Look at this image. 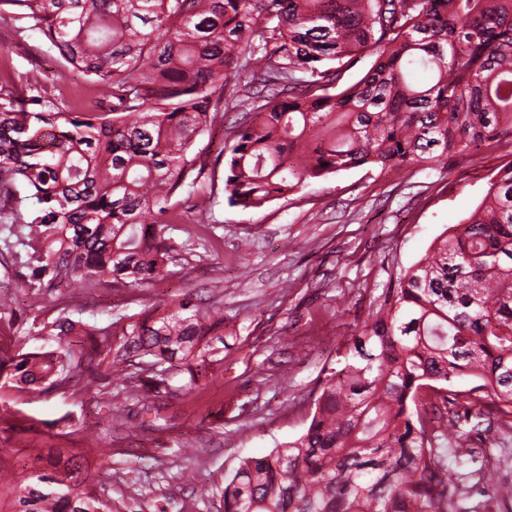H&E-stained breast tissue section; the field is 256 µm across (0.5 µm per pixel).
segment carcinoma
<instances>
[{"label":"carcinoma","mask_w":512,"mask_h":512,"mask_svg":"<svg viewBox=\"0 0 512 512\" xmlns=\"http://www.w3.org/2000/svg\"><path fill=\"white\" fill-rule=\"evenodd\" d=\"M18 6L62 72L95 86L97 112L21 100L0 85V223L33 260L27 286L92 278L141 291L177 251L172 197L197 193L198 138L218 88L250 71L267 89L240 101L224 143V197L258 209L350 168L428 164L512 136V0H0ZM374 61L353 84L344 74ZM30 194H17V182ZM39 214L22 221L24 201ZM224 308L187 297L122 327L150 357L142 388H199L219 351ZM45 353L10 358L15 388L59 385L112 348V327L68 316L44 325ZM471 377L477 385L456 389ZM512 162L477 208L376 299L325 373L305 433L241 461L224 512H469L480 494L512 507V482L484 468L512 439ZM12 488L11 512H112L87 452Z\"/></svg>","instance_id":"1"}]
</instances>
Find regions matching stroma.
Returning a JSON list of instances; mask_svg holds the SVG:
<instances>
[{"instance_id":"1","label":"stroma","mask_w":512,"mask_h":512,"mask_svg":"<svg viewBox=\"0 0 512 512\" xmlns=\"http://www.w3.org/2000/svg\"><path fill=\"white\" fill-rule=\"evenodd\" d=\"M28 56L11 54L17 38ZM22 16L0 24V84L23 97L41 94L77 111L96 106L91 85L59 69ZM242 117L232 104L217 107L196 149L222 188L217 155ZM512 163V141L492 151L449 153L429 166L358 167L310 181L287 198L241 210L217 197L213 221L196 224L193 201L177 197L185 217L175 242L208 238L207 249L178 251L168 275L145 291L101 281L85 284L78 301L65 288H28L29 257L0 243V359L51 347L40 330L62 315L111 327L137 321L159 301L191 297L224 308L222 359L198 390L173 389L140 412L112 381L109 362L81 367L80 383L10 392L0 400V467L15 481L31 475L30 451L65 452L84 445L86 430L101 437L109 459L90 458V481L112 512H223L221 492L242 459L269 454L302 435L315 410L325 368L334 366L363 326L369 306L415 264L449 226L481 202L487 182ZM138 498L127 494L129 485Z\"/></svg>"}]
</instances>
